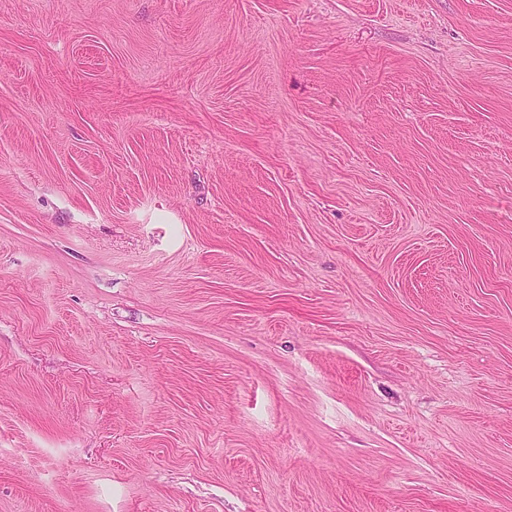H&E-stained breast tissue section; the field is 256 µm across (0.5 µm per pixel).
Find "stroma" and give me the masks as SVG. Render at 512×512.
I'll return each instance as SVG.
<instances>
[{"label": "stroma", "instance_id": "1", "mask_svg": "<svg viewBox=\"0 0 512 512\" xmlns=\"http://www.w3.org/2000/svg\"><path fill=\"white\" fill-rule=\"evenodd\" d=\"M0 512H512V0H0Z\"/></svg>", "mask_w": 512, "mask_h": 512}]
</instances>
